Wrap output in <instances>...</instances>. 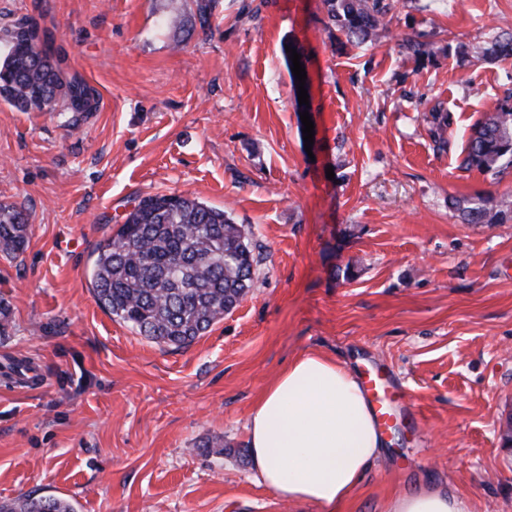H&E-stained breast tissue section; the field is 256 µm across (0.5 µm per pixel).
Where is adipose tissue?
Returning a JSON list of instances; mask_svg holds the SVG:
<instances>
[{
  "label": "adipose tissue",
  "instance_id": "ef3b65f1",
  "mask_svg": "<svg viewBox=\"0 0 512 512\" xmlns=\"http://www.w3.org/2000/svg\"><path fill=\"white\" fill-rule=\"evenodd\" d=\"M251 470L258 484L321 512L354 493L384 438L357 378L319 353L295 357L266 387L249 421ZM388 512H468L446 487L394 498Z\"/></svg>",
  "mask_w": 512,
  "mask_h": 512
}]
</instances>
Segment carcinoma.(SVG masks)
<instances>
[{
	"label": "carcinoma",
	"mask_w": 512,
	"mask_h": 512,
	"mask_svg": "<svg viewBox=\"0 0 512 512\" xmlns=\"http://www.w3.org/2000/svg\"><path fill=\"white\" fill-rule=\"evenodd\" d=\"M328 18L357 45L373 43L385 27L387 0H324ZM20 23L10 32L0 60V98L22 112L53 110L63 104L77 114L97 109L96 90L68 76L54 53L33 45ZM477 61L512 57V35L472 48ZM450 113L431 112V135L447 144ZM512 168V92L499 109L472 128L460 168L498 175ZM29 216L16 205L0 204V252L23 253ZM251 230L221 209L181 194L143 197L124 222L96 249L92 290L105 311L159 345L183 348L206 334L255 287ZM0 512H75L62 498L46 495L1 503Z\"/></svg>",
	"instance_id": "carcinoma-1"
}]
</instances>
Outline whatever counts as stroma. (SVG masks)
<instances>
[{
	"instance_id": "obj_1",
	"label": "stroma",
	"mask_w": 512,
	"mask_h": 512,
	"mask_svg": "<svg viewBox=\"0 0 512 512\" xmlns=\"http://www.w3.org/2000/svg\"><path fill=\"white\" fill-rule=\"evenodd\" d=\"M375 44L346 45L323 0H0V51L31 19L96 112L0 100V202L31 234L0 255V503L75 512H321L253 478L248 422L303 353L382 363L402 384L385 453L336 512H387L424 483L512 512V169H460L471 126L512 91V0H390ZM428 45L416 57L402 46ZM303 56L310 110L291 80ZM453 116L438 148L430 112ZM309 112L314 144L300 119ZM184 194L250 227L256 284L190 346L153 343L91 288L97 245L140 198ZM472 57L478 61L490 57H512V34L510 36L498 35L493 37L490 46L473 47ZM0 512H75V510L69 501L53 495H46L27 496L11 503H1Z\"/></svg>"
}]
</instances>
